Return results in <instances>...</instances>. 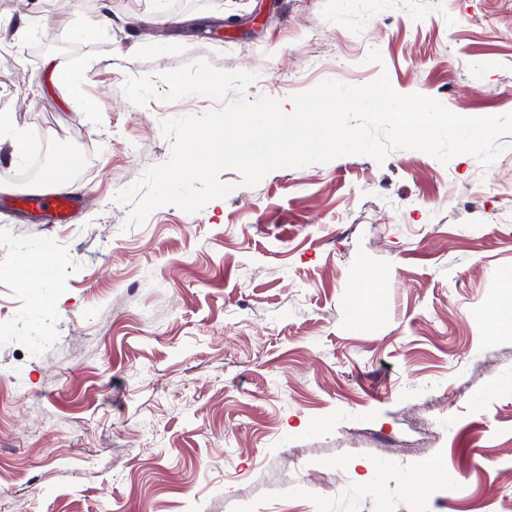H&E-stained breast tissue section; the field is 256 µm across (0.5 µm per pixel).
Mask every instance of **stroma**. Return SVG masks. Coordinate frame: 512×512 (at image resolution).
Here are the masks:
<instances>
[{
	"label": "stroma",
	"instance_id": "35a3bbf8",
	"mask_svg": "<svg viewBox=\"0 0 512 512\" xmlns=\"http://www.w3.org/2000/svg\"><path fill=\"white\" fill-rule=\"evenodd\" d=\"M0 14V114L30 149L0 141V198L43 187L67 153L83 200L70 224L0 208V512H512V331L489 320L512 294V135L487 167L395 149L254 187L227 170V198L130 229L114 200L169 158L162 121L217 108L161 98L160 73L197 59L254 73L241 94L287 108L384 72L456 113L512 112V0ZM157 40L169 50H146ZM144 75L158 96L138 105L122 87ZM429 462L414 494L403 476Z\"/></svg>",
	"mask_w": 512,
	"mask_h": 512
}]
</instances>
